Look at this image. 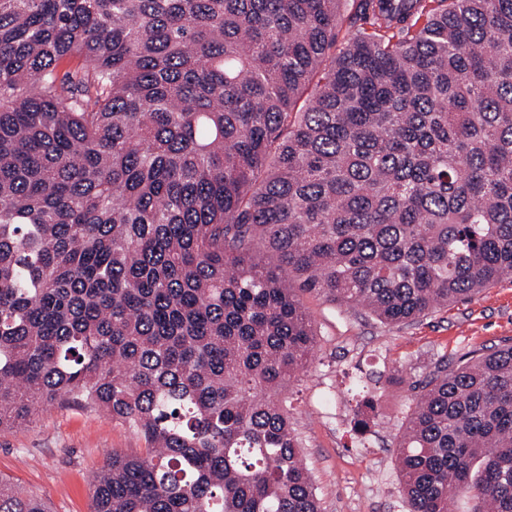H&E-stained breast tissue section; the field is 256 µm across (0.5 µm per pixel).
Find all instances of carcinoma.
<instances>
[{
    "label": "carcinoma",
    "instance_id": "1",
    "mask_svg": "<svg viewBox=\"0 0 512 512\" xmlns=\"http://www.w3.org/2000/svg\"><path fill=\"white\" fill-rule=\"evenodd\" d=\"M504 278L512 0H0V430L140 433L93 512H322L301 295L396 325ZM413 389L409 512H512V344Z\"/></svg>",
    "mask_w": 512,
    "mask_h": 512
}]
</instances>
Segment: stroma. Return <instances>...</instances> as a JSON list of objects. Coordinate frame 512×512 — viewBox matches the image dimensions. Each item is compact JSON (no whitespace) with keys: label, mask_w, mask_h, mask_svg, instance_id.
<instances>
[{"label":"stroma","mask_w":512,"mask_h":512,"mask_svg":"<svg viewBox=\"0 0 512 512\" xmlns=\"http://www.w3.org/2000/svg\"><path fill=\"white\" fill-rule=\"evenodd\" d=\"M317 330L307 372L285 387L322 512H408L396 461L415 384L436 363L512 338V279L417 321L387 326L302 298ZM375 397L376 409L363 404ZM366 414L368 427L354 421ZM128 425L77 405H54L0 431V478L38 496L50 512H93L92 481L112 452L145 454Z\"/></svg>","instance_id":"obj_1"}]
</instances>
